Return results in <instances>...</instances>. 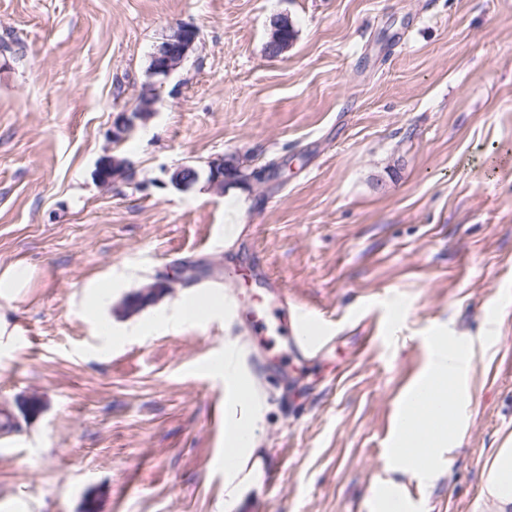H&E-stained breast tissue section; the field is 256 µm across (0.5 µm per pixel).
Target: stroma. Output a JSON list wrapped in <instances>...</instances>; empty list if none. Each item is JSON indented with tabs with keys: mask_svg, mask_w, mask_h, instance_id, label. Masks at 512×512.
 <instances>
[{
	"mask_svg": "<svg viewBox=\"0 0 512 512\" xmlns=\"http://www.w3.org/2000/svg\"><path fill=\"white\" fill-rule=\"evenodd\" d=\"M282 17L296 38L273 57ZM179 24L195 52L113 142ZM0 37L21 47L0 55V267L34 270L0 345V512H384L371 492L392 485L410 512H472L512 434V0H0ZM109 153L136 185L97 183ZM231 155L280 174L163 184ZM208 288L259 318L311 309L325 348L280 377L245 321L183 318ZM432 336L475 341L467 428L435 483L389 457ZM228 344L257 420L232 482ZM153 91L154 90H143L140 96H138L135 101V110L139 112L131 108L129 111L118 113L112 128L113 141L124 138L134 130H137L140 124L146 122L143 114L148 115L151 113L150 106L152 103L151 97H154ZM141 112H143V114ZM153 114L154 112L151 113V116Z\"/></svg>",
	"mask_w": 512,
	"mask_h": 512,
	"instance_id": "stroma-1",
	"label": "stroma"
}]
</instances>
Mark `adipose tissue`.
I'll return each mask as SVG.
<instances>
[{
    "mask_svg": "<svg viewBox=\"0 0 512 512\" xmlns=\"http://www.w3.org/2000/svg\"><path fill=\"white\" fill-rule=\"evenodd\" d=\"M32 278V268L22 261L0 268V337L18 335L19 328L9 320L5 305L16 300ZM473 356L469 348L441 347L435 362L421 378L422 384L433 385L439 399L433 416H425L414 410L410 401H403L400 419L421 432L417 445L422 452L415 456H394L393 461L401 471L439 478L441 456L455 451L457 438L467 426ZM481 478L472 512H512V436L484 458Z\"/></svg>",
    "mask_w": 512,
    "mask_h": 512,
    "instance_id": "obj_1",
    "label": "adipose tissue"
}]
</instances>
